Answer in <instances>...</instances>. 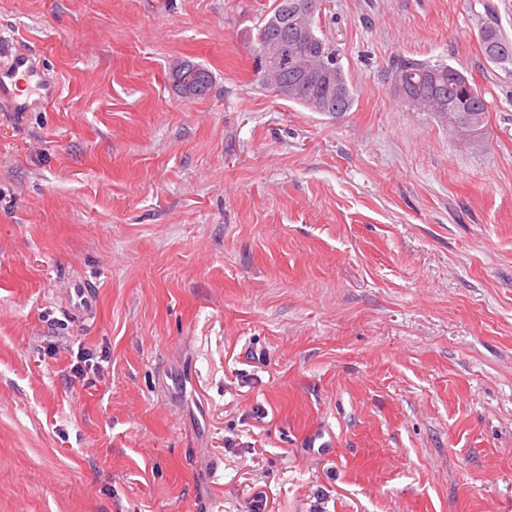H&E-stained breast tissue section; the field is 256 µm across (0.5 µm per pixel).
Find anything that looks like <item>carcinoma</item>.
<instances>
[{
    "mask_svg": "<svg viewBox=\"0 0 512 512\" xmlns=\"http://www.w3.org/2000/svg\"><path fill=\"white\" fill-rule=\"evenodd\" d=\"M483 15L479 17V39L486 61L504 72L512 73V41L498 24L493 0H482ZM303 11L308 12L306 24L311 39L299 49L297 61L278 64L275 74L268 72L267 46L286 34L283 21H294ZM319 11L315 0H276L273 14L257 29L253 57L256 72L263 85L279 96L280 86L288 87V101L310 112H332L340 115L352 109L355 95L341 67L336 48L320 36L316 28ZM308 58L332 71V86H314L306 81L297 62ZM394 85L399 97L412 108L427 113L462 144L474 145L481 141L487 124L488 102L468 72L447 63L430 64L426 61L404 59L393 70ZM432 101H440L444 108L434 111Z\"/></svg>",
    "mask_w": 512,
    "mask_h": 512,
    "instance_id": "cac0c4a2",
    "label": "carcinoma"
}]
</instances>
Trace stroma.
<instances>
[{
	"mask_svg": "<svg viewBox=\"0 0 512 512\" xmlns=\"http://www.w3.org/2000/svg\"><path fill=\"white\" fill-rule=\"evenodd\" d=\"M274 2L0 0V60L57 86L0 100V512H512V75L480 0H326L337 117L261 86ZM401 58L468 71L481 143L409 109ZM483 15L479 17V39L481 51L486 61L496 65L504 72L512 73V43L501 32L498 24L497 9L492 0L481 1ZM499 50L504 54L498 56ZM510 66V67H509ZM21 86V87H19ZM27 95L23 96L22 91ZM55 90L44 71L24 52L15 53L0 67V97L11 104L14 112H27L37 100L48 101ZM186 65L194 66L197 68L199 67V66L190 65V64H186ZM186 65H184L183 63H176L173 66L172 71H171V77L173 79V83H174L176 89L178 90V93L180 94V96L182 98H185V99H190L195 96L200 97V96L205 95L209 91L211 84H212V78H211L209 72L206 69L199 67V69L202 68L200 70L203 71V75L207 77V86L198 95V93L201 89V87L199 86V83L203 82L204 78H202V76L197 71L188 69Z\"/></svg>",
	"mask_w": 512,
	"mask_h": 512,
	"instance_id": "35a3bbf8",
	"label": "stroma"
}]
</instances>
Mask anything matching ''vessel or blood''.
I'll return each instance as SVG.
<instances>
[{
    "label": "vessel or blood",
    "mask_w": 512,
    "mask_h": 512,
    "mask_svg": "<svg viewBox=\"0 0 512 512\" xmlns=\"http://www.w3.org/2000/svg\"><path fill=\"white\" fill-rule=\"evenodd\" d=\"M54 94L44 71L28 54L15 53L0 66V98L8 100L13 111H28L36 101L52 99Z\"/></svg>",
    "instance_id": "1"
}]
</instances>
